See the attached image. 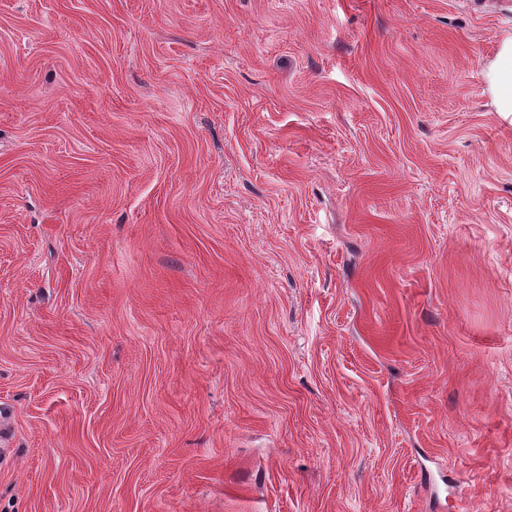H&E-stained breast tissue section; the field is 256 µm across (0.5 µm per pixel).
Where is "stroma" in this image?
I'll list each match as a JSON object with an SVG mask.
<instances>
[{
	"label": "stroma",
	"instance_id": "stroma-1",
	"mask_svg": "<svg viewBox=\"0 0 512 512\" xmlns=\"http://www.w3.org/2000/svg\"><path fill=\"white\" fill-rule=\"evenodd\" d=\"M502 0H0V512H512ZM484 82L492 94L496 112L512 116V35L504 37L494 59L483 72Z\"/></svg>",
	"mask_w": 512,
	"mask_h": 512
}]
</instances>
